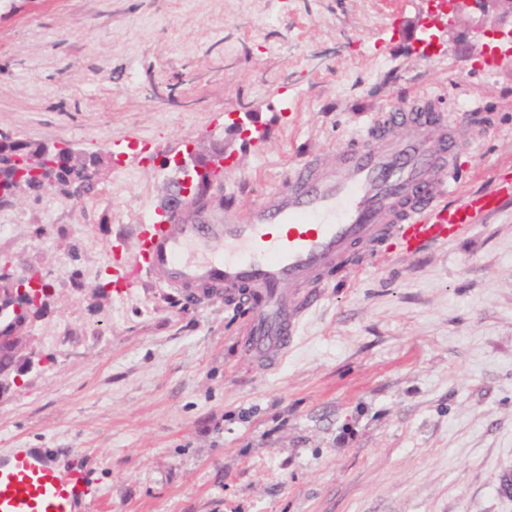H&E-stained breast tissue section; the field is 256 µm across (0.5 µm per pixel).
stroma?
Returning a JSON list of instances; mask_svg holds the SVG:
<instances>
[{"instance_id":"35a3bbf8","label":"stroma","mask_w":512,"mask_h":512,"mask_svg":"<svg viewBox=\"0 0 512 512\" xmlns=\"http://www.w3.org/2000/svg\"><path fill=\"white\" fill-rule=\"evenodd\" d=\"M425 103L459 141L455 197L489 189L512 39L430 0H0V133L99 161L82 198L0 206V262L51 284L0 453L85 469L88 512H512V201L416 256L357 246L273 366L239 342L249 305L115 283L163 158L223 151L202 219L243 218L303 157L335 166Z\"/></svg>"}]
</instances>
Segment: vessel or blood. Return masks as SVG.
<instances>
[{
	"instance_id": "vessel-or-blood-1",
	"label": "vessel or blood",
	"mask_w": 512,
	"mask_h": 512,
	"mask_svg": "<svg viewBox=\"0 0 512 512\" xmlns=\"http://www.w3.org/2000/svg\"><path fill=\"white\" fill-rule=\"evenodd\" d=\"M401 125L416 127V135L391 138ZM430 126L424 112L381 114L368 141L343 150L334 170L300 160L243 220L193 224L185 210L165 208L143 225V262L127 267L125 284H138L146 270L155 283L179 288L203 283L228 295L248 288L255 317L240 342L262 362L277 360L309 307L284 284L320 287L323 270L366 242L393 240L403 254L417 255L512 197V179L498 172L492 189L445 203L455 189L448 177L455 142L431 135ZM86 485L84 470L60 469L49 457L19 448L0 456V512H76Z\"/></svg>"
}]
</instances>
